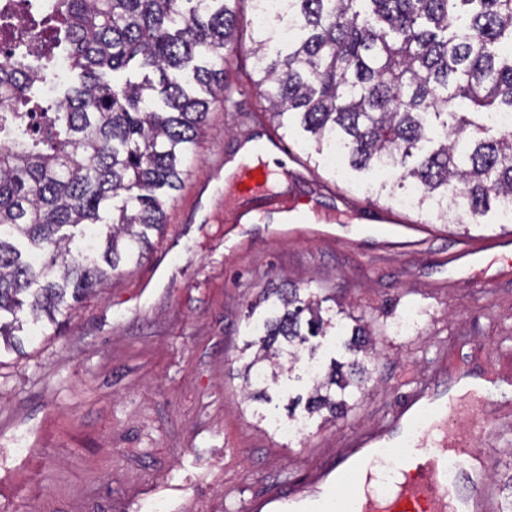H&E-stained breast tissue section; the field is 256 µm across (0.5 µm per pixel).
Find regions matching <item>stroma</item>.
Here are the masks:
<instances>
[{"instance_id":"stroma-1","label":"stroma","mask_w":512,"mask_h":512,"mask_svg":"<svg viewBox=\"0 0 512 512\" xmlns=\"http://www.w3.org/2000/svg\"><path fill=\"white\" fill-rule=\"evenodd\" d=\"M253 38L242 25L224 72L235 104L209 113L147 256L47 335L0 347V512H246L271 486L307 481L441 363L452 378L483 370L504 393L494 416L512 420V253L491 257V282L450 262L462 238L512 231V221L493 209L464 228L376 199L372 176L316 155L308 133L279 126L260 96L243 93L255 78ZM252 134L281 137L293 152L274 189L320 194L312 223L343 220L353 239L280 237L260 223L229 238L237 198L224 157ZM368 209L425 225L422 244L380 250L353 218ZM286 277L334 298L381 353L370 396L298 437L259 419L238 376L247 305ZM406 316L411 330L396 334ZM477 446L500 489L512 475V430Z\"/></svg>"}]
</instances>
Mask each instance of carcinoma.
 Returning <instances> with one entry per match:
<instances>
[{
    "mask_svg": "<svg viewBox=\"0 0 512 512\" xmlns=\"http://www.w3.org/2000/svg\"><path fill=\"white\" fill-rule=\"evenodd\" d=\"M238 0H54L0 58V338L14 346L24 312L40 333L110 276L137 264L162 233L208 113L232 102L224 67L237 52ZM255 29L253 83L283 127L351 167L401 170L418 207L448 221L512 201V0H288ZM41 37L34 49L32 35ZM135 69L141 79L114 81ZM248 322L258 349L251 398L308 374L320 344L343 351L317 372L303 420L336 419L369 395L371 332L336 327L325 299L288 282L263 293Z\"/></svg>",
    "mask_w": 512,
    "mask_h": 512,
    "instance_id": "obj_1",
    "label": "carcinoma"
}]
</instances>
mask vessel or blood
<instances>
[{"mask_svg": "<svg viewBox=\"0 0 512 512\" xmlns=\"http://www.w3.org/2000/svg\"><path fill=\"white\" fill-rule=\"evenodd\" d=\"M267 167L228 171L240 194L235 221L253 218L287 225L290 234L306 235L315 214V198L267 190ZM383 222L382 249L417 246V224ZM512 248V235L488 237L485 247L469 245L458 259L480 263L484 251ZM485 376L470 372L446 383L443 369L415 379L400 402L370 429L353 434L316 470L309 481L279 486L255 499L249 512H316V507L343 492L342 512H490L491 498L481 468L472 459L474 432L495 430L493 421L456 426L457 416L481 403Z\"/></svg>", "mask_w": 512, "mask_h": 512, "instance_id": "b4317fda", "label": "vessel or blood"}]
</instances>
